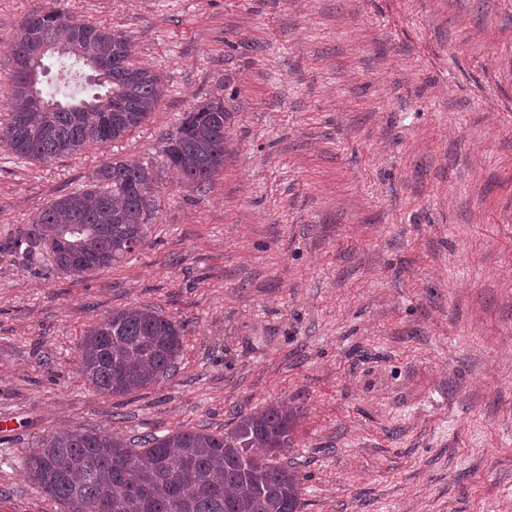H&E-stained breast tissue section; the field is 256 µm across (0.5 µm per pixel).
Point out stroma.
I'll return each mask as SVG.
<instances>
[{
	"mask_svg": "<svg viewBox=\"0 0 512 512\" xmlns=\"http://www.w3.org/2000/svg\"><path fill=\"white\" fill-rule=\"evenodd\" d=\"M55 3L166 92L73 157L0 142V243L103 163L162 170L195 104L231 118L223 171L164 173L125 259L0 260V512H63L22 474L48 432H220L281 399L302 512H512V0H0V122L17 26ZM143 305L183 326L175 374L94 392L80 339Z\"/></svg>",
	"mask_w": 512,
	"mask_h": 512,
	"instance_id": "35a3bbf8",
	"label": "stroma"
}]
</instances>
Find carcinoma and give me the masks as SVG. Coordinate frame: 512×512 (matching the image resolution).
Returning a JSON list of instances; mask_svg holds the SVG:
<instances>
[{
  "label": "carcinoma",
  "mask_w": 512,
  "mask_h": 512,
  "mask_svg": "<svg viewBox=\"0 0 512 512\" xmlns=\"http://www.w3.org/2000/svg\"><path fill=\"white\" fill-rule=\"evenodd\" d=\"M38 24L17 28L9 118L0 140L15 154L40 163L82 153L139 127L164 95V78L138 67L129 40L112 29L74 19L57 7L34 12ZM86 31L78 40L75 32ZM60 46L76 67L94 70L118 60L115 80L100 91L62 100L32 94L28 72L42 71V49ZM230 113L209 99L185 113L164 138L168 169L191 188L209 185L224 170V128ZM161 177L141 161L101 165L81 192L56 197L32 224L0 243V260L35 255L82 276L112 266L145 241V215ZM182 324L150 307H130L83 334L78 361L99 394L123 397L158 385L177 369ZM224 433L181 429L164 436L125 439L95 429L56 431L26 453L24 478L48 498L81 512H300L301 479L279 462L289 447L295 414L280 400L234 417Z\"/></svg>",
  "instance_id": "obj_1"
}]
</instances>
